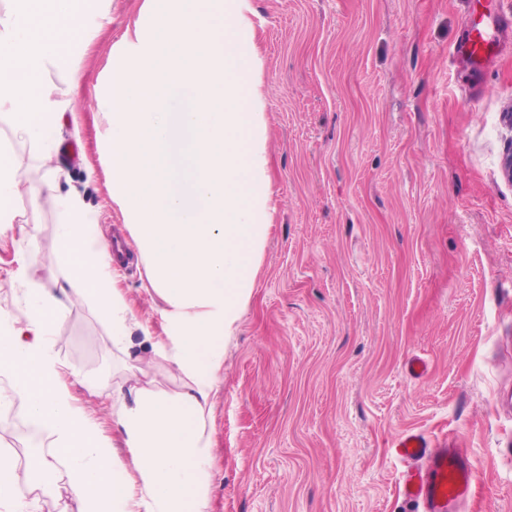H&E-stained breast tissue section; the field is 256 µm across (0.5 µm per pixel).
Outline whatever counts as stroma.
Returning <instances> with one entry per match:
<instances>
[{
  "label": "stroma",
  "mask_w": 512,
  "mask_h": 512,
  "mask_svg": "<svg viewBox=\"0 0 512 512\" xmlns=\"http://www.w3.org/2000/svg\"><path fill=\"white\" fill-rule=\"evenodd\" d=\"M145 0H112L110 25L44 80L63 102L54 146L0 119L24 183L47 168L93 213L100 238L126 217L112 201L106 117L97 108L124 34L147 32ZM263 58L275 218L251 298L224 341L208 421V512H404L391 438L452 440L479 461L467 512H512V47L481 73L455 53L468 0H251ZM15 204L0 229V309L24 305L17 277L66 281L51 202ZM136 321L164 335L163 300L140 256L118 271ZM53 348L103 436L102 381L132 386L138 361L113 352L96 310L70 303ZM425 358L410 378L406 360Z\"/></svg>",
  "instance_id": "obj_1"
}]
</instances>
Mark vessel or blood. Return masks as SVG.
Wrapping results in <instances>:
<instances>
[{
    "instance_id": "b4317fda",
    "label": "vessel or blood",
    "mask_w": 512,
    "mask_h": 512,
    "mask_svg": "<svg viewBox=\"0 0 512 512\" xmlns=\"http://www.w3.org/2000/svg\"><path fill=\"white\" fill-rule=\"evenodd\" d=\"M471 4L476 10L487 8V21L467 22L455 52L478 70L512 34V0H471ZM391 448L405 466L402 494L410 512H462L478 478L475 458L416 431L399 433Z\"/></svg>"
}]
</instances>
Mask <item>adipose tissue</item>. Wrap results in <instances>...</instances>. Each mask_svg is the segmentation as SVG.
<instances>
[{"label":"adipose tissue","mask_w":512,"mask_h":512,"mask_svg":"<svg viewBox=\"0 0 512 512\" xmlns=\"http://www.w3.org/2000/svg\"><path fill=\"white\" fill-rule=\"evenodd\" d=\"M149 32L114 53L107 117L112 199L125 212L149 284L175 329L144 336L143 360L174 365L183 389L106 388L112 422L131 453L121 461L87 407L76 404L53 352L65 308L50 275L22 264L26 308L0 311V372L9 401L56 437L67 466L60 489L71 512H207L206 414L224 378V339L248 303L275 207L268 175L266 91L253 39L251 0H146ZM22 176L0 148V227L16 223ZM66 216L57 247L70 260L68 298L92 301L114 348L131 344L134 317L111 284L104 246L78 195L48 171L29 186ZM0 512H35L18 462L0 450Z\"/></svg>","instance_id":"adipose-tissue-1"}]
</instances>
